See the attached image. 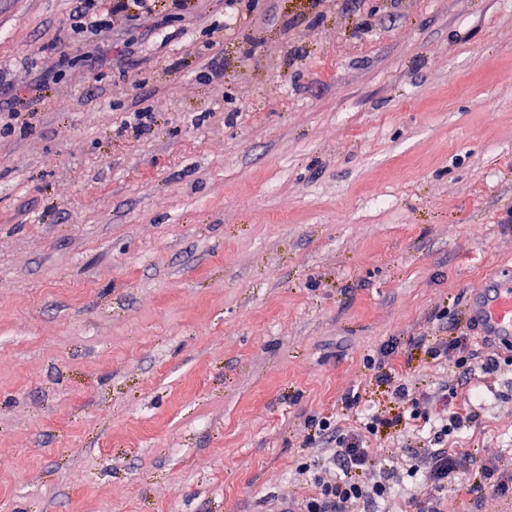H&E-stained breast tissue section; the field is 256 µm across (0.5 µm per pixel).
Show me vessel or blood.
<instances>
[{"instance_id":"1","label":"vessel or blood","mask_w":512,"mask_h":512,"mask_svg":"<svg viewBox=\"0 0 512 512\" xmlns=\"http://www.w3.org/2000/svg\"><path fill=\"white\" fill-rule=\"evenodd\" d=\"M470 324L495 342L512 341V275L493 280L475 296L467 309Z\"/></svg>"}]
</instances>
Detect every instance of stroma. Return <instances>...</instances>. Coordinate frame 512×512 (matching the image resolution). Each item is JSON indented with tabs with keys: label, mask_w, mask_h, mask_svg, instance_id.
<instances>
[{
	"label": "stroma",
	"mask_w": 512,
	"mask_h": 512,
	"mask_svg": "<svg viewBox=\"0 0 512 512\" xmlns=\"http://www.w3.org/2000/svg\"><path fill=\"white\" fill-rule=\"evenodd\" d=\"M256 2L0 0V512H276L328 464L305 421L369 413L397 512L432 438L399 383L512 477V349L465 321L512 270V0ZM470 337L457 336L449 341H440L428 346L426 352L435 361H442L460 368L472 360L469 353Z\"/></svg>",
	"instance_id": "obj_1"
}]
</instances>
